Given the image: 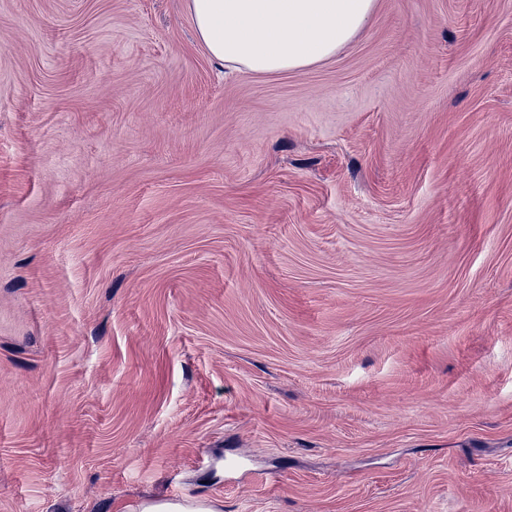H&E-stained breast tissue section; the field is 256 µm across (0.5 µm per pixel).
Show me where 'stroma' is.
Segmentation results:
<instances>
[{"instance_id": "1", "label": "stroma", "mask_w": 512, "mask_h": 512, "mask_svg": "<svg viewBox=\"0 0 512 512\" xmlns=\"http://www.w3.org/2000/svg\"><path fill=\"white\" fill-rule=\"evenodd\" d=\"M512 512V0L218 67L187 0H0V512Z\"/></svg>"}]
</instances>
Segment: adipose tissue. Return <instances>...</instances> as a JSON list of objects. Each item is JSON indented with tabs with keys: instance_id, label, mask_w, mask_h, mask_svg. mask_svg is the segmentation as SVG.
<instances>
[{
	"instance_id": "adipose-tissue-1",
	"label": "adipose tissue",
	"mask_w": 512,
	"mask_h": 512,
	"mask_svg": "<svg viewBox=\"0 0 512 512\" xmlns=\"http://www.w3.org/2000/svg\"><path fill=\"white\" fill-rule=\"evenodd\" d=\"M375 0H188L198 40L221 66L286 73L336 56Z\"/></svg>"
}]
</instances>
